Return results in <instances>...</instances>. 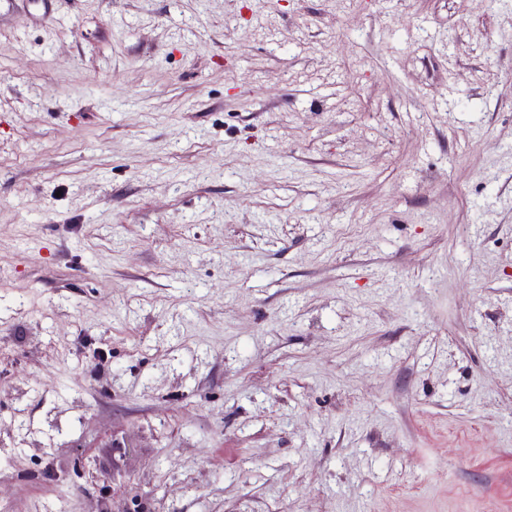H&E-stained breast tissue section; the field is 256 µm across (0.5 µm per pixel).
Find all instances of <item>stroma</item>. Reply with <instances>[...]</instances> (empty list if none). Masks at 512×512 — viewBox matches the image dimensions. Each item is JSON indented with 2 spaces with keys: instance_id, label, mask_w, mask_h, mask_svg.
<instances>
[{
  "instance_id": "obj_1",
  "label": "stroma",
  "mask_w": 512,
  "mask_h": 512,
  "mask_svg": "<svg viewBox=\"0 0 512 512\" xmlns=\"http://www.w3.org/2000/svg\"><path fill=\"white\" fill-rule=\"evenodd\" d=\"M0 18V512H512V0Z\"/></svg>"
}]
</instances>
